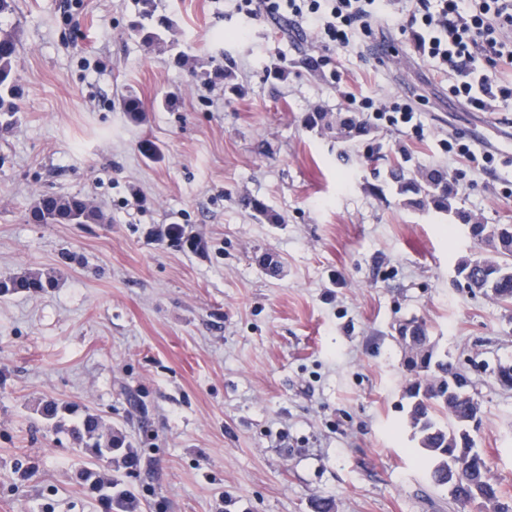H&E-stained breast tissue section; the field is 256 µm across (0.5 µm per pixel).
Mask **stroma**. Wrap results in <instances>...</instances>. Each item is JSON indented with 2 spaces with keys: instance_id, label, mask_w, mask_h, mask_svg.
Listing matches in <instances>:
<instances>
[{
  "instance_id": "35a3bbf8",
  "label": "stroma",
  "mask_w": 512,
  "mask_h": 512,
  "mask_svg": "<svg viewBox=\"0 0 512 512\" xmlns=\"http://www.w3.org/2000/svg\"><path fill=\"white\" fill-rule=\"evenodd\" d=\"M156 4L169 29L154 45L130 30L138 0H15L0 24L21 89L0 135V275L56 278L0 296V512H106L36 413L51 398L131 438L136 472H101L139 512H482L434 485L418 449L394 331L410 319L467 375L470 435L511 498L512 389L494 372L512 364V307L465 287L459 265L486 250L454 213L409 206L387 172L447 169L457 210L512 224V186L441 146L476 129L512 147V106L467 109L405 42L339 50L284 21L243 25L224 0ZM129 89L142 122L122 110ZM352 94L420 96L423 137ZM340 115L369 135L337 138ZM46 193L109 221L32 223ZM169 224L204 250L162 241Z\"/></svg>"
}]
</instances>
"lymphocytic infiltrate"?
<instances>
[{
  "instance_id": "1",
  "label": "lymphocytic infiltrate",
  "mask_w": 512,
  "mask_h": 512,
  "mask_svg": "<svg viewBox=\"0 0 512 512\" xmlns=\"http://www.w3.org/2000/svg\"><path fill=\"white\" fill-rule=\"evenodd\" d=\"M230 11L253 20L285 19L341 49L361 46L374 32L410 41L421 61L448 82L454 98L478 112L512 103V84L499 77L512 65V0H224ZM372 118L396 130L423 134L415 102H360ZM449 156L485 172L512 167V157L479 147L453 134L444 142Z\"/></svg>"
}]
</instances>
